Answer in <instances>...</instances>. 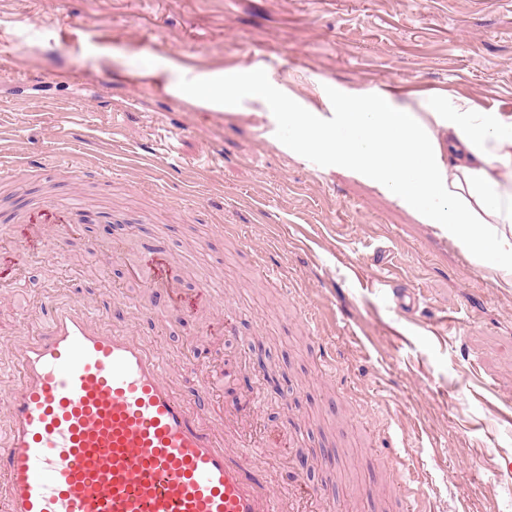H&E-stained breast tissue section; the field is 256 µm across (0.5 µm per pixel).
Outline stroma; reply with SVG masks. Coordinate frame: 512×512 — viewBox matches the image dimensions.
<instances>
[{"mask_svg": "<svg viewBox=\"0 0 512 512\" xmlns=\"http://www.w3.org/2000/svg\"><path fill=\"white\" fill-rule=\"evenodd\" d=\"M264 75L273 99L226 111L186 99L214 74ZM396 85L418 108L450 94L512 113V0H0V336L45 289L102 307L175 361L194 347L214 417L260 390L266 460L284 487L338 512H380L411 467L433 512H512V426L469 388L512 396V284L397 200L320 158L288 153L277 100L319 112ZM109 181L81 177L85 166ZM65 197L82 217L48 260L50 232L17 212ZM154 256L180 269L151 292ZM279 268L274 284L261 265ZM410 288L415 313L393 302ZM220 295L194 305L203 283ZM239 314L224 332L223 301ZM323 311L320 327L310 308ZM267 353L288 384L257 386ZM323 459L300 468L298 453Z\"/></svg>", "mask_w": 512, "mask_h": 512, "instance_id": "1", "label": "stroma"}]
</instances>
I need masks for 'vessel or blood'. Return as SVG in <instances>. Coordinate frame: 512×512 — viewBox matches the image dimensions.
Instances as JSON below:
<instances>
[{
    "mask_svg": "<svg viewBox=\"0 0 512 512\" xmlns=\"http://www.w3.org/2000/svg\"><path fill=\"white\" fill-rule=\"evenodd\" d=\"M21 220L72 231L55 201ZM30 323L0 341V512H306L248 411L213 418L153 338L55 295Z\"/></svg>",
    "mask_w": 512,
    "mask_h": 512,
    "instance_id": "obj_1",
    "label": "vessel or blood"
}]
</instances>
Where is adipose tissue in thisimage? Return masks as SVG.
Masks as SVG:
<instances>
[{
  "label": "adipose tissue",
  "mask_w": 512,
  "mask_h": 512,
  "mask_svg": "<svg viewBox=\"0 0 512 512\" xmlns=\"http://www.w3.org/2000/svg\"><path fill=\"white\" fill-rule=\"evenodd\" d=\"M266 92L255 73L248 83L216 79L189 95L223 109ZM280 118L289 150L378 187L420 223L447 225L474 261L512 278V114L479 112L456 96L416 112L380 95L338 98L327 114L289 107Z\"/></svg>",
  "instance_id": "ef3b65f1"
}]
</instances>
